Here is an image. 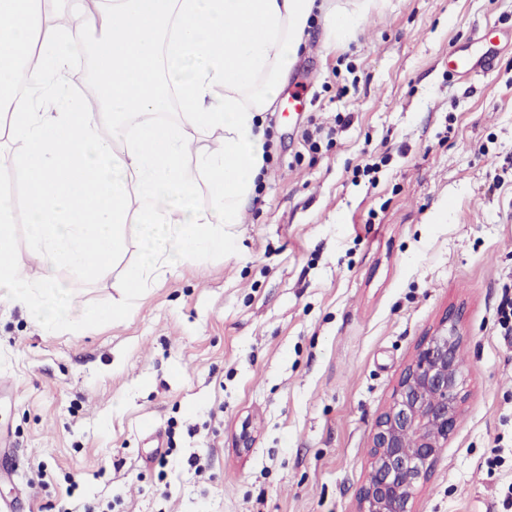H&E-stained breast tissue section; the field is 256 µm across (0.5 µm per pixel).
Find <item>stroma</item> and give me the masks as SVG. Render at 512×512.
<instances>
[{"mask_svg": "<svg viewBox=\"0 0 512 512\" xmlns=\"http://www.w3.org/2000/svg\"><path fill=\"white\" fill-rule=\"evenodd\" d=\"M352 4L315 7L228 251L182 263L114 321L48 331L0 306L15 470L1 501L24 488L30 512H355L379 415L457 310L467 401L414 509L507 512L512 46L480 35L512 30V0H369L334 44L327 16ZM494 49L491 71L449 74V52ZM319 124L336 133L313 150ZM1 196L36 278L18 172Z\"/></svg>", "mask_w": 512, "mask_h": 512, "instance_id": "stroma-1", "label": "stroma"}]
</instances>
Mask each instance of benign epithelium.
Segmentation results:
<instances>
[{
	"instance_id": "obj_1",
	"label": "benign epithelium",
	"mask_w": 512,
	"mask_h": 512,
	"mask_svg": "<svg viewBox=\"0 0 512 512\" xmlns=\"http://www.w3.org/2000/svg\"><path fill=\"white\" fill-rule=\"evenodd\" d=\"M462 341L460 313L450 311L417 346L377 420L369 477L357 492L356 512H413L415 491L430 476L466 401Z\"/></svg>"
}]
</instances>
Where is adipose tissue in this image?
<instances>
[{
    "mask_svg": "<svg viewBox=\"0 0 512 512\" xmlns=\"http://www.w3.org/2000/svg\"><path fill=\"white\" fill-rule=\"evenodd\" d=\"M314 0H100L76 6L68 29L45 25L40 0H0V112L22 153L0 151V174L21 169L29 207L28 249L41 273L24 275L16 226L0 199V304L27 307L46 329L72 320L60 304L70 279L112 277L122 298L85 319L128 312L148 281L179 263L223 251L264 166L259 122L295 61ZM98 107L56 109L40 89L60 78L59 48L91 28ZM176 118L163 119L169 100ZM217 136L199 145L202 133ZM207 188V207L194 206ZM142 248L112 269L127 237Z\"/></svg>",
    "mask_w": 512,
    "mask_h": 512,
    "instance_id": "obj_1",
    "label": "adipose tissue"
}]
</instances>
